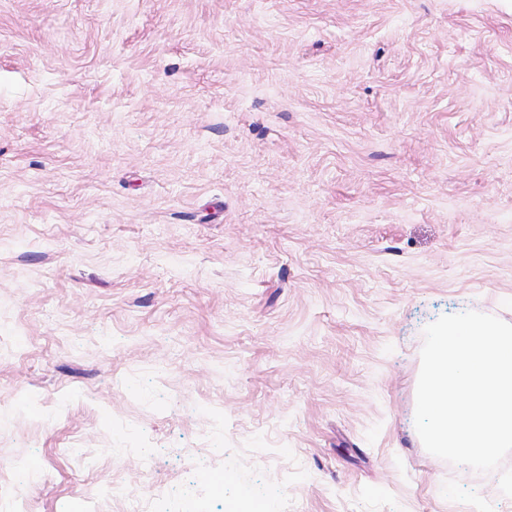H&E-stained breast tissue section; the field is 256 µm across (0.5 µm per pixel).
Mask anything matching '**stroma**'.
I'll return each mask as SVG.
<instances>
[{
  "label": "stroma",
  "mask_w": 512,
  "mask_h": 512,
  "mask_svg": "<svg viewBox=\"0 0 512 512\" xmlns=\"http://www.w3.org/2000/svg\"><path fill=\"white\" fill-rule=\"evenodd\" d=\"M512 322V0H0V512H512L414 424Z\"/></svg>",
  "instance_id": "stroma-1"
}]
</instances>
